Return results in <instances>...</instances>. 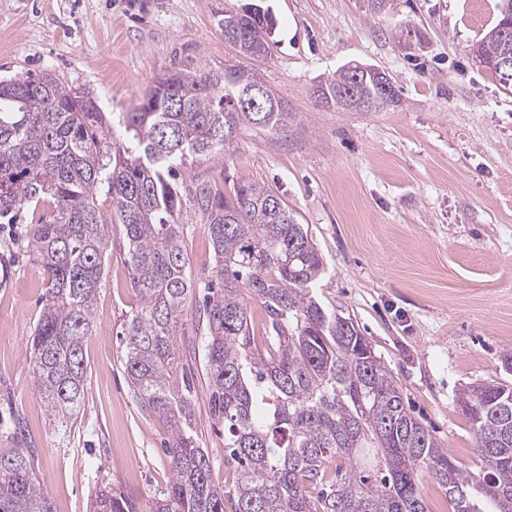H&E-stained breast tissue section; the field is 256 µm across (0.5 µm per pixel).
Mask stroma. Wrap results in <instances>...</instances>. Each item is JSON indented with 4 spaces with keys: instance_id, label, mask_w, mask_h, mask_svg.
Returning a JSON list of instances; mask_svg holds the SVG:
<instances>
[{
    "instance_id": "1",
    "label": "stroma",
    "mask_w": 512,
    "mask_h": 512,
    "mask_svg": "<svg viewBox=\"0 0 512 512\" xmlns=\"http://www.w3.org/2000/svg\"><path fill=\"white\" fill-rule=\"evenodd\" d=\"M246 0H0V79L41 72L85 89L118 138L168 71L233 67L262 81L287 114L274 129L238 127L221 157L179 169L178 221L197 283L216 271L196 186L226 194L257 183L298 212L327 271L315 288L351 318L400 383L414 414L464 471L478 462L458 399L471 385L512 383V93L472 56L498 0H255L273 20L268 52L241 55L216 10ZM384 71L397 91L377 112L320 104L318 82L344 67ZM32 213L0 224V415L20 411L38 447L37 477L56 512H94L112 489L150 512L171 470L166 422L129 391L118 340L137 297L112 231L85 345L87 381L71 441H62L31 374L30 340L46 276L29 253ZM195 422L224 469V428L204 381Z\"/></svg>"
}]
</instances>
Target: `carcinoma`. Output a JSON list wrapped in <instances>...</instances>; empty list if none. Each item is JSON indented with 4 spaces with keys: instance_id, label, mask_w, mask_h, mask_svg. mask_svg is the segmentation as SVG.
Returning a JSON list of instances; mask_svg holds the SVG:
<instances>
[{
    "instance_id": "1",
    "label": "carcinoma",
    "mask_w": 512,
    "mask_h": 512,
    "mask_svg": "<svg viewBox=\"0 0 512 512\" xmlns=\"http://www.w3.org/2000/svg\"><path fill=\"white\" fill-rule=\"evenodd\" d=\"M224 39L242 54L262 56L271 19L260 12L220 11ZM512 56V31L484 36L473 55L484 67ZM242 70L175 69L124 114L132 134L114 138L95 98L60 77L0 80V219L50 206L32 253L48 275L30 342L31 370L61 436L76 425L84 395V344L94 329L96 294L119 229L137 304L121 331L123 362L137 402L164 418L173 477L152 512H428L418 487L427 472L452 512H512V386H472L459 403L480 467L462 470L448 449L407 410L402 388L372 342L351 319L328 312L314 288L324 258L297 212L256 183L229 195L195 189L218 283L196 287L189 273L183 193L177 166L215 159L237 127H275L280 100L257 123L235 108ZM377 111L395 102L369 71L345 67L317 88L324 105L349 109L348 96ZM111 202L98 203L101 188ZM202 294L193 318L188 306ZM262 301L267 335L257 340L246 296ZM201 342L210 404L224 426V468L217 487L211 459L195 430L193 387L182 365L178 332L189 321ZM38 448L25 416L0 424V512H55L34 468ZM98 512H136L110 490Z\"/></svg>"
}]
</instances>
